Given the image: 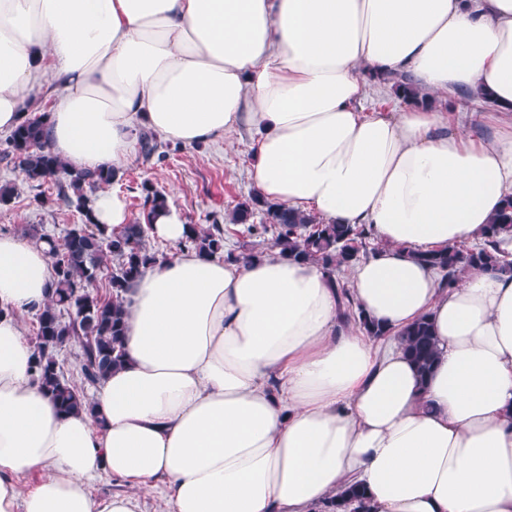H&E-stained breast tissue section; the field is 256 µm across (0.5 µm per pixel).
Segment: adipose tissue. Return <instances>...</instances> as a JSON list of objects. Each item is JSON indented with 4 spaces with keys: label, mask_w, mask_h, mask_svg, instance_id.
<instances>
[{
    "label": "adipose tissue",
    "mask_w": 512,
    "mask_h": 512,
    "mask_svg": "<svg viewBox=\"0 0 512 512\" xmlns=\"http://www.w3.org/2000/svg\"><path fill=\"white\" fill-rule=\"evenodd\" d=\"M410 74L434 106L365 112L368 78ZM51 151L121 170L149 130L183 145L247 127L257 193L370 226L339 322L324 269L270 250H179L127 291L124 362L94 413H61L34 382L21 316L49 297L43 244L0 234V512H512V278L440 286L414 251L480 241L512 194V0H0V132L44 80ZM487 94L491 138L444 102ZM440 351L420 379L399 337L421 317ZM42 477L20 492V475ZM103 471L124 489L93 496Z\"/></svg>",
    "instance_id": "obj_1"
}]
</instances>
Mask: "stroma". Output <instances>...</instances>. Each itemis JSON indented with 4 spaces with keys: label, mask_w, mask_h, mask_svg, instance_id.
Wrapping results in <instances>:
<instances>
[{
    "label": "stroma",
    "mask_w": 512,
    "mask_h": 512,
    "mask_svg": "<svg viewBox=\"0 0 512 512\" xmlns=\"http://www.w3.org/2000/svg\"><path fill=\"white\" fill-rule=\"evenodd\" d=\"M255 133L239 130L227 142L168 145L165 158L137 155L123 169L113 185L125 199L132 217H139L143 182H151L181 212L186 223L223 224L227 248L236 250L247 241L256 249L269 250L272 238L250 239L245 225L230 221L236 204L254 189L252 178ZM17 185L15 199L0 205V233L22 235L24 229L62 237L69 225L80 223L74 209L58 206L52 185L35 186L22 182L17 170L0 159V185Z\"/></svg>",
    "instance_id": "stroma-1"
}]
</instances>
